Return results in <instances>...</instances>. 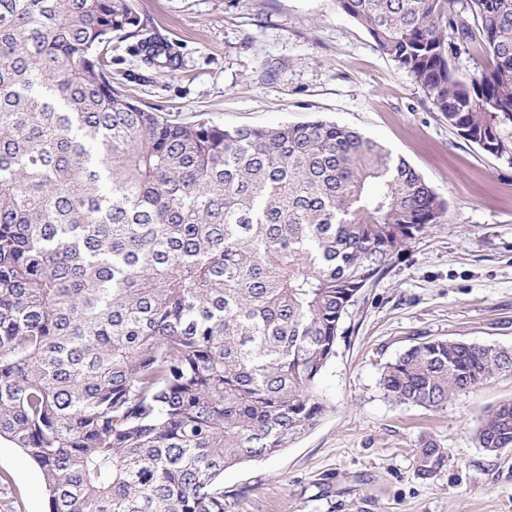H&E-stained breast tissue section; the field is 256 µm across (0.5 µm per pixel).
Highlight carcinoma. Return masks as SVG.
Instances as JSON below:
<instances>
[{"label":"carcinoma","mask_w":512,"mask_h":512,"mask_svg":"<svg viewBox=\"0 0 512 512\" xmlns=\"http://www.w3.org/2000/svg\"><path fill=\"white\" fill-rule=\"evenodd\" d=\"M338 0L448 127L512 157V0ZM448 25H443V19ZM134 0H0V440L40 468L48 512H228L224 470L328 412L316 391L349 306L444 202L402 157L314 118L178 122L113 87ZM489 65L458 75L472 49ZM512 372V348L424 339L385 398L437 411ZM478 446L512 448V400ZM445 462L436 442L420 478Z\"/></svg>","instance_id":"1"}]
</instances>
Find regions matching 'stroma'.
<instances>
[{
	"mask_svg": "<svg viewBox=\"0 0 512 512\" xmlns=\"http://www.w3.org/2000/svg\"><path fill=\"white\" fill-rule=\"evenodd\" d=\"M179 67L112 54V82L170 119L275 127L320 117L405 158L445 202L349 306L317 383L330 406L277 455L224 472L233 512H512V450L474 435L512 399V373L430 411L384 398V365L422 337L512 347V163L449 128L423 87L385 57L338 0H135ZM444 467L416 474L423 441ZM39 468L0 442V512H47Z\"/></svg>",
	"mask_w": 512,
	"mask_h": 512,
	"instance_id": "stroma-1",
	"label": "stroma"
}]
</instances>
